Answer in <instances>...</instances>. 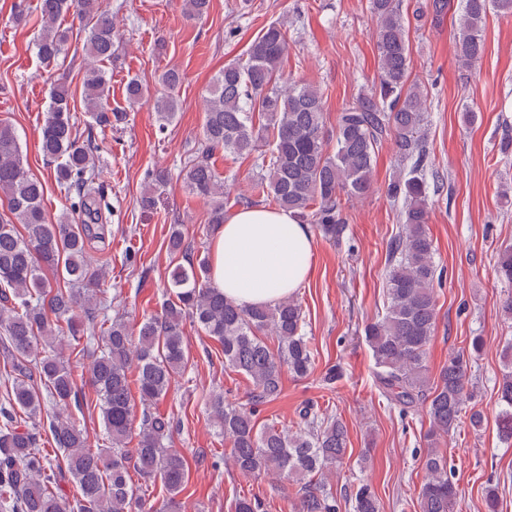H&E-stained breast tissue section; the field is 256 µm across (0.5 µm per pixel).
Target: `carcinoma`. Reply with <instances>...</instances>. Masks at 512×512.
I'll list each match as a JSON object with an SVG mask.
<instances>
[{
	"instance_id": "carcinoma-1",
	"label": "carcinoma",
	"mask_w": 512,
	"mask_h": 512,
	"mask_svg": "<svg viewBox=\"0 0 512 512\" xmlns=\"http://www.w3.org/2000/svg\"><path fill=\"white\" fill-rule=\"evenodd\" d=\"M209 0H184L183 13L202 17ZM377 19L378 80L336 119L334 153L325 127L324 102L311 83L284 82L279 67L288 52L281 23L264 26L247 57L224 65L204 96L202 135L190 149L184 180L191 193L210 204L209 223H224L229 202L224 179L212 158L222 151L256 155V188L278 208L291 211L334 242L345 232L342 200L363 199L372 190L376 153L393 140L400 162L387 194L401 202L400 229L388 246V305L384 316L365 326L375 376L391 405L407 414L426 410L429 429L423 455L424 478L419 512H458L457 489L448 477L446 456L438 440L455 429L466 391L467 362L448 361L438 382L430 383L428 346L436 328L435 285L441 271L428 233L431 189L424 132L427 95L409 82V22L402 0H370ZM42 19L35 40L38 57L51 68L67 50L70 28L61 18L71 13L87 31L83 92L90 124L117 127L127 113L105 107L110 86L103 63L112 60L114 19L100 0H38ZM495 10L512 15V0H463L453 36L459 64L468 68L483 55V28ZM182 81L176 68L159 76L163 93L154 110L160 128L177 114L175 90ZM69 88L52 85L41 127L39 149L55 164L59 187L77 199L84 216L78 224L67 215L47 218L44 186L23 163L15 129L0 122V345L10 352L9 388L0 396V508L6 512H182L178 496L188 478V462L166 446L174 421L150 411L164 397L189 362L183 321L198 324L218 341L224 367L240 372L254 385L252 406L225 402L213 393L208 410L214 426L231 443L234 467L244 475L272 474L297 486L298 512H336V496L327 479L347 452V432L338 419L313 404L298 411L300 427L286 430L259 426L257 408L282 393V367L297 376L311 372L314 352L304 333L301 305L291 296L265 307H245L224 297L209 278L208 257L192 254L191 244L175 224L168 236L169 254L178 259L170 271L169 298L161 314L132 329L120 316L97 321V291L103 269L88 259L90 235L101 227L103 196L93 187L98 146L77 136ZM168 181V173L147 174L140 204L151 209ZM500 279L512 283V248L499 253ZM277 339L273 352L262 339ZM86 339L88 379L101 401L102 425L109 446L91 450L88 435L67 413L69 402L83 404L68 359L65 336ZM136 385L142 405L134 429ZM498 427L512 440V370L498 388ZM52 451L41 447L42 436ZM137 438L136 447L127 444ZM158 480L167 492L149 503L131 473ZM76 486L70 505L53 490L60 475ZM353 512H380L368 484L357 487Z\"/></svg>"
}]
</instances>
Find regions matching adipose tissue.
<instances>
[{
    "instance_id": "ef3b65f1",
    "label": "adipose tissue",
    "mask_w": 512,
    "mask_h": 512,
    "mask_svg": "<svg viewBox=\"0 0 512 512\" xmlns=\"http://www.w3.org/2000/svg\"><path fill=\"white\" fill-rule=\"evenodd\" d=\"M315 240L289 211L244 208L217 227L210 242V277L225 297L245 306L269 305L308 278Z\"/></svg>"
}]
</instances>
